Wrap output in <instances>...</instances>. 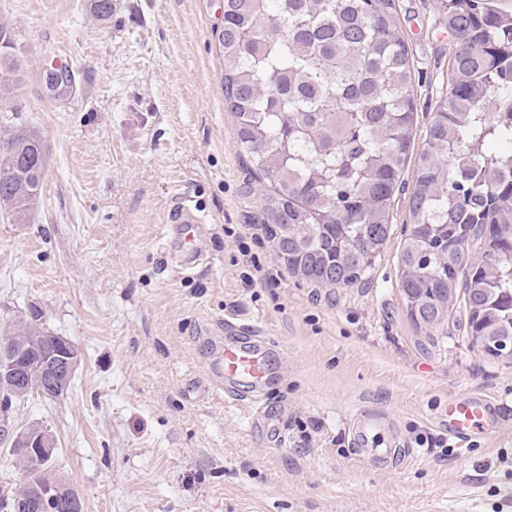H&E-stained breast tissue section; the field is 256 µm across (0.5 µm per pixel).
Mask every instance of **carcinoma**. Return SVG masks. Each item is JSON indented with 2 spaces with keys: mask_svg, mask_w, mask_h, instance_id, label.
I'll return each instance as SVG.
<instances>
[{
  "mask_svg": "<svg viewBox=\"0 0 512 512\" xmlns=\"http://www.w3.org/2000/svg\"><path fill=\"white\" fill-rule=\"evenodd\" d=\"M448 91L426 130L401 250L408 314L435 327L463 296L469 326L512 336V13L445 0ZM224 105L265 194L258 219L297 244L288 271L361 278L389 238L414 127V82L395 0H224ZM39 134H0V212L26 224L43 187ZM474 240L480 261L464 268ZM27 495L39 472L18 459Z\"/></svg>",
  "mask_w": 512,
  "mask_h": 512,
  "instance_id": "cac0c4a2",
  "label": "carcinoma"
}]
</instances>
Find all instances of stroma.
<instances>
[{
	"label": "stroma",
	"instance_id": "obj_1",
	"mask_svg": "<svg viewBox=\"0 0 512 512\" xmlns=\"http://www.w3.org/2000/svg\"><path fill=\"white\" fill-rule=\"evenodd\" d=\"M115 3L99 19L90 0H0L20 66L0 121L46 151L29 223L0 219V331L34 304L83 351L67 397H30L15 419L51 429L52 467L84 512H512V434L450 439L438 419L467 392L512 405V356L473 342L463 305L414 323L400 286L416 165L448 83L442 0H395L415 90L405 186L387 243L336 288L292 275L256 222L260 186L224 106V0ZM61 63L62 91L49 80ZM179 193L208 219L192 269L166 226ZM228 316L268 338L264 403L285 445L205 387ZM362 415L394 441L387 459L356 456Z\"/></svg>",
	"mask_w": 512,
	"mask_h": 512
}]
</instances>
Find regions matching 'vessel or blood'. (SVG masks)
Wrapping results in <instances>:
<instances>
[{
	"label": "vessel or blood",
	"mask_w": 512,
	"mask_h": 512,
	"mask_svg": "<svg viewBox=\"0 0 512 512\" xmlns=\"http://www.w3.org/2000/svg\"><path fill=\"white\" fill-rule=\"evenodd\" d=\"M167 224L173 225L182 242V257L185 264H192L202 256L201 226L205 219L200 210L185 196L176 197L168 211ZM213 369L218 373L224 395L233 401L247 400L254 406L251 425H259L264 411L263 388L270 378L269 349L255 325H241L236 320L224 323V340L213 349ZM448 426V434L463 440L471 438L476 431L499 434L512 426V406L484 394L465 398H450L441 414ZM362 437L371 441L366 455L379 461L387 457L390 450L385 440L377 436L372 423L361 427Z\"/></svg>",
	"instance_id": "obj_1"
}]
</instances>
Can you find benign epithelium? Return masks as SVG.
Here are the masks:
<instances>
[{"label": "benign epithelium", "mask_w": 512, "mask_h": 512, "mask_svg": "<svg viewBox=\"0 0 512 512\" xmlns=\"http://www.w3.org/2000/svg\"><path fill=\"white\" fill-rule=\"evenodd\" d=\"M28 322L40 325L42 334L52 340L51 348L35 360L28 351L39 342L24 336L0 338V445L16 450L39 467L54 458L57 443L51 430L41 424L19 426L13 416L15 403L33 395H49L68 390L83 360L80 346L71 338L50 330L44 324L42 310L31 305L22 311ZM473 339L506 356L512 355V336H481ZM79 496L66 492L53 476H46L32 487L22 500L10 489L0 486V512H80Z\"/></svg>", "instance_id": "obj_1"}]
</instances>
